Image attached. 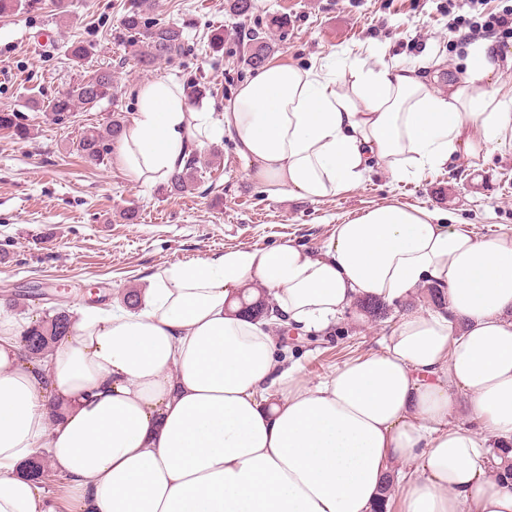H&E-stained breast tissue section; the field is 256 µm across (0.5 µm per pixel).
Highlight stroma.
I'll return each mask as SVG.
<instances>
[{"mask_svg": "<svg viewBox=\"0 0 512 512\" xmlns=\"http://www.w3.org/2000/svg\"><path fill=\"white\" fill-rule=\"evenodd\" d=\"M247 17L232 14L229 0H143L148 20L182 27L186 53L156 70H140L111 37L127 0H68L66 18L51 4L38 11L0 15V108L25 113L31 139L0 131V310L28 323L56 307L102 300L119 304L128 288H142L159 268L211 258L227 248L271 247L294 238L312 251L331 238L336 224L388 203L439 208L456 215L476 236L512 233V144L482 163L458 156L414 180L395 181L375 166L361 184L319 201L266 197L247 175L227 135L218 133L198 151L205 172L195 190L168 195L162 185L128 178L115 154L97 165L76 150L82 131L103 127L113 113L133 115V91L157 78L206 82L205 103L214 114L248 81L249 33L260 27L269 59L298 65L354 60L409 65L439 62L437 86L465 71L471 44L461 41L448 0H254ZM224 48L208 46L215 28ZM86 40L92 52L75 66L64 47ZM112 68L116 105L78 111L58 125L48 113L29 111L31 99L68 87L77 75ZM134 210V221L122 214ZM422 291L367 312L352 309L321 334L297 331L281 348L310 378L379 350L402 313L428 309Z\"/></svg>", "mask_w": 512, "mask_h": 512, "instance_id": "1", "label": "stroma"}]
</instances>
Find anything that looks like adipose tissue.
I'll return each instance as SVG.
<instances>
[{"label": "adipose tissue", "instance_id": "ef3b65f1", "mask_svg": "<svg viewBox=\"0 0 512 512\" xmlns=\"http://www.w3.org/2000/svg\"><path fill=\"white\" fill-rule=\"evenodd\" d=\"M491 41L434 87L428 65L269 62L214 125L157 78L135 90L115 153L132 180L168 181L216 130L268 199L317 201L373 164L418 177L484 159L512 135L495 98ZM444 288L448 306L403 313L380 351L317 382L286 366L262 299L319 333L360 300ZM37 361L0 316V512H60L27 479L39 450L76 512H372L390 475L401 512H512L488 456L512 440V234L476 238L447 211L377 206L336 225L321 253L295 241L176 262L135 307L76 306Z\"/></svg>", "mask_w": 512, "mask_h": 512}]
</instances>
